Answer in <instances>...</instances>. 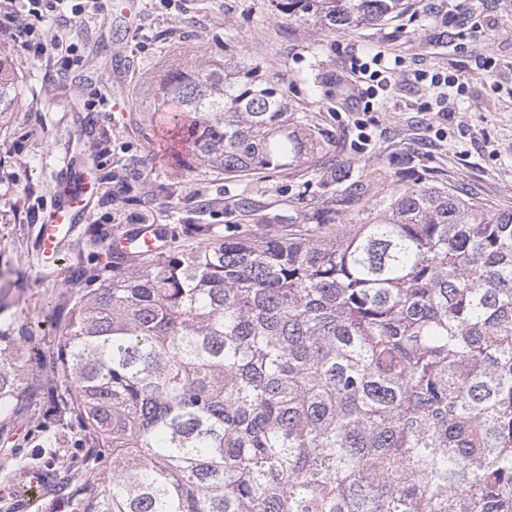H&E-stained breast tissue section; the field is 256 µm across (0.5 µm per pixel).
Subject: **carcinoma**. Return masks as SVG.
I'll return each instance as SVG.
<instances>
[{
  "instance_id": "obj_1",
  "label": "carcinoma",
  "mask_w": 512,
  "mask_h": 512,
  "mask_svg": "<svg viewBox=\"0 0 512 512\" xmlns=\"http://www.w3.org/2000/svg\"><path fill=\"white\" fill-rule=\"evenodd\" d=\"M335 32L405 0H276ZM19 79L0 61V123ZM193 163L304 164L305 114L252 69L196 59L151 90ZM64 336L0 348V411L28 373L82 449L48 489L84 512H512V209L448 187L380 196L340 235H218L82 271Z\"/></svg>"
}]
</instances>
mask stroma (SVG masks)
<instances>
[{"label": "stroma", "instance_id": "stroma-1", "mask_svg": "<svg viewBox=\"0 0 512 512\" xmlns=\"http://www.w3.org/2000/svg\"><path fill=\"white\" fill-rule=\"evenodd\" d=\"M406 3L382 24L327 32L273 0H137L131 21L123 0H97L56 30L69 59L0 43L22 78L19 106L0 125V334L56 344L78 298L74 266L106 267L108 238L134 224L163 227L172 251L203 246L200 224L225 235L257 223L271 235L292 224L333 233L417 179L512 209V0ZM380 50L401 57L405 79L376 91L368 111L348 75ZM198 56L275 83L293 111L312 116L323 149L304 165L241 176L190 166V144L163 136L166 113L143 121L136 100ZM437 72L458 79L444 119L421 109ZM349 163L362 177L346 187L337 178ZM84 184L94 195L87 217L46 262L42 219L63 186ZM48 413L23 398L0 415V512H54L50 494L23 507L15 483L30 460L51 468L77 453L38 447Z\"/></svg>", "mask_w": 512, "mask_h": 512}]
</instances>
